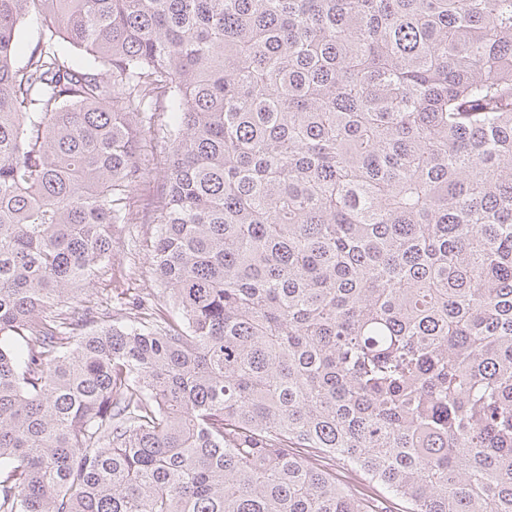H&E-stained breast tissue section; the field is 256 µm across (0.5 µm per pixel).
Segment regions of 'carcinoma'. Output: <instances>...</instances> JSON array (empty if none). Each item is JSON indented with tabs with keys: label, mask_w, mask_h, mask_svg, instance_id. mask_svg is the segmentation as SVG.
<instances>
[{
	"label": "carcinoma",
	"mask_w": 512,
	"mask_h": 512,
	"mask_svg": "<svg viewBox=\"0 0 512 512\" xmlns=\"http://www.w3.org/2000/svg\"><path fill=\"white\" fill-rule=\"evenodd\" d=\"M324 459L512 512V0H0V512H374ZM154 113L155 115L151 121V129L149 130L147 125L144 136L139 144V156L143 160H149L150 163L153 158L167 151L171 143V141H169V135L168 138L164 137V133L167 134L164 125H167L169 121V114H162V112ZM161 184L162 176L157 175L131 190L128 203L137 214V223L112 226V254L84 287L83 296L103 302L112 309V315L116 314L113 307H119L120 302L152 292V288L157 292L150 270V253L157 235L158 224L152 221Z\"/></svg>",
	"instance_id": "obj_1"
}]
</instances>
